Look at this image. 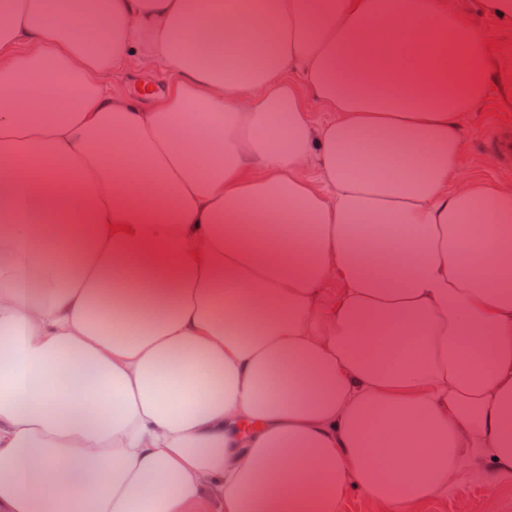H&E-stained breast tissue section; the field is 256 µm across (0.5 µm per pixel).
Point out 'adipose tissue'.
I'll return each instance as SVG.
<instances>
[{
	"mask_svg": "<svg viewBox=\"0 0 512 512\" xmlns=\"http://www.w3.org/2000/svg\"><path fill=\"white\" fill-rule=\"evenodd\" d=\"M133 56L159 98L113 96ZM492 82L446 0H6L0 512H406L462 462L511 476L512 188L448 189ZM164 70L157 64L148 65L138 57L131 58L125 65L118 69L113 70L112 75L108 78L107 82L112 94L115 96H128L137 92L138 82L144 84H164L162 91L156 95L163 94L167 88L168 82ZM339 512H386L359 490H350Z\"/></svg>",
	"mask_w": 512,
	"mask_h": 512,
	"instance_id": "1",
	"label": "adipose tissue"
}]
</instances>
